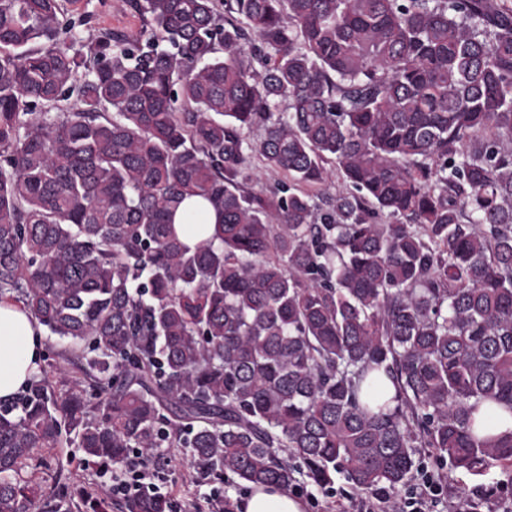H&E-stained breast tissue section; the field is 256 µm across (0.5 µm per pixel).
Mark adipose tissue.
<instances>
[{
	"mask_svg": "<svg viewBox=\"0 0 512 512\" xmlns=\"http://www.w3.org/2000/svg\"><path fill=\"white\" fill-rule=\"evenodd\" d=\"M41 327L11 300H0V399H8L39 371ZM241 512H304L300 499L278 487L253 488Z\"/></svg>",
	"mask_w": 512,
	"mask_h": 512,
	"instance_id": "1",
	"label": "adipose tissue"
}]
</instances>
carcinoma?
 <instances>
[{"instance_id": "obj_1", "label": "carcinoma", "mask_w": 512, "mask_h": 512, "mask_svg": "<svg viewBox=\"0 0 512 512\" xmlns=\"http://www.w3.org/2000/svg\"><path fill=\"white\" fill-rule=\"evenodd\" d=\"M126 5L138 32L85 40L63 0H0V299L85 374L0 401V512L65 444L284 490L394 492L418 448L511 467L472 414L512 411V0ZM256 158L286 181L248 190ZM193 196L219 222L192 250ZM201 206L203 207L202 214L205 218L203 225L189 224L184 221V215L187 212L197 211ZM185 207L186 209L183 212ZM174 220L177 231L180 232V227L182 228V240L184 243L194 247L195 245L206 241L211 236L214 224H217L218 217L207 201L199 197H191L185 200L182 208L176 213ZM194 226H204V230L199 231L196 227L194 228Z\"/></svg>"}]
</instances>
